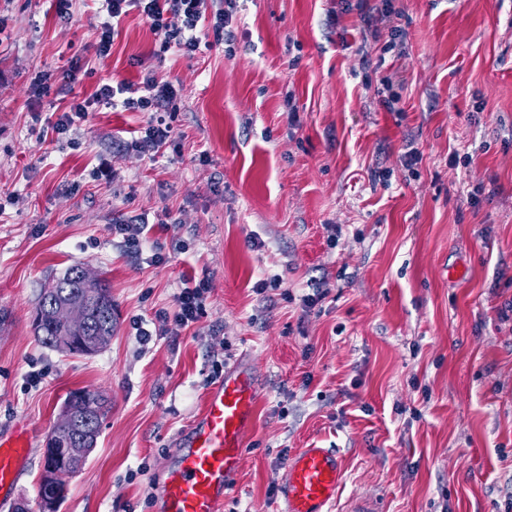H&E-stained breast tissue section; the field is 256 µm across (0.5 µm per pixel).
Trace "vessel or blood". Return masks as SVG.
Listing matches in <instances>:
<instances>
[{"label":"vessel or blood","instance_id":"obj_1","mask_svg":"<svg viewBox=\"0 0 512 512\" xmlns=\"http://www.w3.org/2000/svg\"><path fill=\"white\" fill-rule=\"evenodd\" d=\"M257 387L244 367L228 369L207 393L181 437L160 494L159 512H223L245 437L256 417ZM36 442L25 429L0 436V494L9 495ZM342 462L331 448H302L291 458L281 512H333Z\"/></svg>","mask_w":512,"mask_h":512}]
</instances>
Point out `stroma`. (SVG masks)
I'll return each instance as SVG.
<instances>
[{"label": "stroma", "mask_w": 512, "mask_h": 512, "mask_svg": "<svg viewBox=\"0 0 512 512\" xmlns=\"http://www.w3.org/2000/svg\"><path fill=\"white\" fill-rule=\"evenodd\" d=\"M403 55L363 41L339 0H239L233 44L160 53L130 12L112 52L49 102L35 72L86 56L99 17L77 0H0V435L37 447L0 512H42L46 438L70 392H102L96 448L57 512H157L164 469L213 385L247 362L256 419L223 512H277L282 453L337 450L334 512H512V0H394ZM153 67L180 92L178 140L157 161L125 152L141 112L94 106L56 142L53 107ZM395 79L399 111L377 94ZM421 153L409 167L407 144ZM208 164H200V151ZM461 164L448 162L450 154ZM106 158L112 184L91 171ZM386 172L385 184L372 171ZM483 185L479 206L467 201ZM170 227L166 263L129 258L121 214ZM74 265L112 294L116 326L91 357L41 344L45 283ZM207 274L204 315L142 346L136 320L174 312L186 274ZM282 290L259 294L265 274ZM320 310L301 297L314 280ZM44 373L37 386L30 371Z\"/></svg>", "instance_id": "1"}]
</instances>
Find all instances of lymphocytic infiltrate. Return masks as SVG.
Masks as SVG:
<instances>
[{
  "label": "lymphocytic infiltrate",
  "instance_id": "obj_1",
  "mask_svg": "<svg viewBox=\"0 0 512 512\" xmlns=\"http://www.w3.org/2000/svg\"><path fill=\"white\" fill-rule=\"evenodd\" d=\"M103 14L92 49L96 58L108 57L120 21L135 10L149 23L160 41V49L182 56H194L212 44L232 41L235 36L233 16L237 0H95ZM353 4L358 13L364 35L378 37L381 28H388L390 39L387 51H402L406 33L395 26L392 0H341ZM178 91L172 81L159 77L154 69H147L138 88L125 84H101L91 97L73 102L68 111L61 113L52 129L57 136L69 135L86 120L95 105H105L147 115L146 126L140 136L124 142L125 150L148 160H156L175 139L174 102ZM148 217L144 214L127 216L113 225V236L132 258H140L145 247H152V263H164L166 257L160 243H148L146 234ZM210 292L207 279L189 277L175 297V312H159L161 321H174L180 328L190 326L205 312Z\"/></svg>",
  "mask_w": 512,
  "mask_h": 512
}]
</instances>
